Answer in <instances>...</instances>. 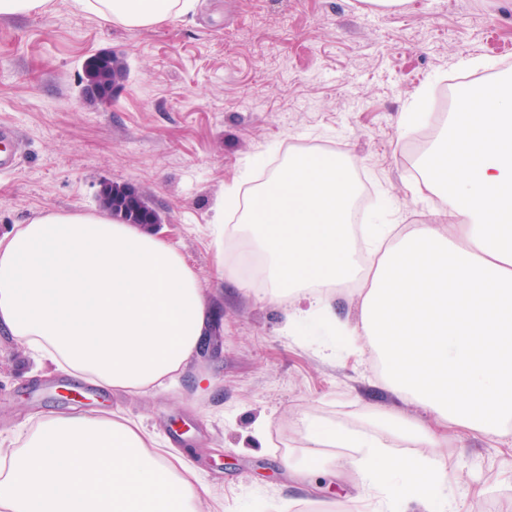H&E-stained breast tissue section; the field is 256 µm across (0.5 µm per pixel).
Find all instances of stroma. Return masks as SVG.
Masks as SVG:
<instances>
[{
	"label": "stroma",
	"mask_w": 512,
	"mask_h": 512,
	"mask_svg": "<svg viewBox=\"0 0 512 512\" xmlns=\"http://www.w3.org/2000/svg\"><path fill=\"white\" fill-rule=\"evenodd\" d=\"M69 3L0 17V122L23 136L18 167L0 173V236L48 211H101V182L128 185L195 271L218 345L166 391H113L82 409L118 408L176 439L210 491L202 512H306L317 497L356 498V452L311 450L302 416L374 435L384 412L411 423L428 415L386 388L367 340L337 335L334 321L360 320L354 290L326 292L332 318L306 321L295 296L272 302L265 288L242 287L252 266L218 253L216 209L236 178L261 183L289 151L316 146L369 183L363 223L393 208L402 226L424 216L434 204L413 191L416 140L401 116L413 102L427 112L442 74L477 90L512 73L499 62L512 57V0H407L395 11L365 0H197L143 29ZM102 53L127 69L108 105L82 93L85 63ZM199 375L209 389L195 386ZM60 382L78 380L0 333L1 445L19 447L37 417L71 410ZM289 458L312 460L314 486L289 478ZM443 461L454 512H512V433L449 438Z\"/></svg>",
	"instance_id": "obj_1"
}]
</instances>
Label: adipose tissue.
Listing matches in <instances>:
<instances>
[{
    "label": "adipose tissue",
    "mask_w": 512,
    "mask_h": 512,
    "mask_svg": "<svg viewBox=\"0 0 512 512\" xmlns=\"http://www.w3.org/2000/svg\"><path fill=\"white\" fill-rule=\"evenodd\" d=\"M196 0H71L80 13L128 28L188 14ZM416 193L444 202L404 231H352L350 163L290 153L253 193L238 223L277 300L309 283L344 288L378 255L358 326L386 367L387 385L429 423L397 416L411 454L385 434L336 431L303 419L315 448L361 451L360 486L372 512L396 500L433 504L446 471L435 455L449 432L491 437L512 428V83L462 91L439 137L416 163ZM210 312L198 278L156 229L87 212H50L0 237V331L69 375L125 392H162L202 346ZM207 488L196 469L143 425L112 412L42 416L21 447L0 448V512H199Z\"/></svg>",
    "instance_id": "obj_1"
}]
</instances>
